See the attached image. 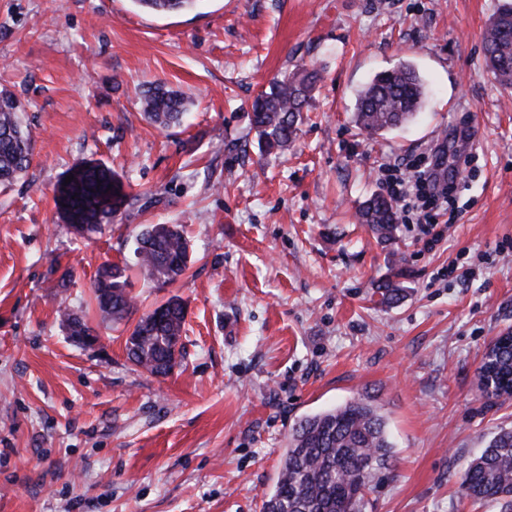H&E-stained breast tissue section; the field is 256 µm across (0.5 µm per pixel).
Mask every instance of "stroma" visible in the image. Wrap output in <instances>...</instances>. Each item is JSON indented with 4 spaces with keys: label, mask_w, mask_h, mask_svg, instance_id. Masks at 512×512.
I'll return each instance as SVG.
<instances>
[{
    "label": "stroma",
    "mask_w": 512,
    "mask_h": 512,
    "mask_svg": "<svg viewBox=\"0 0 512 512\" xmlns=\"http://www.w3.org/2000/svg\"><path fill=\"white\" fill-rule=\"evenodd\" d=\"M501 0H202L159 14L134 0H0V90L24 106L29 169L0 187V512H263L288 433L357 394L388 418L393 471L366 512H500L462 497L472 459L512 426L477 368L512 330V93L482 34ZM412 62L421 110L381 136L353 123L357 93ZM324 76L298 137L262 151L251 102L286 68ZM161 83L182 125L147 122ZM473 121L458 220L425 247L380 243L355 212L392 159L434 151L452 170ZM98 160L137 202L82 237L54 187ZM150 224L185 225L193 258L158 288L130 269L137 314L188 312L172 372L134 365L126 322L74 342L59 305L95 321L91 280L133 257ZM396 276L399 300L377 286Z\"/></svg>",
    "instance_id": "stroma-1"
}]
</instances>
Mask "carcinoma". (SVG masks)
<instances>
[{"label":"carcinoma","mask_w":512,"mask_h":512,"mask_svg":"<svg viewBox=\"0 0 512 512\" xmlns=\"http://www.w3.org/2000/svg\"><path fill=\"white\" fill-rule=\"evenodd\" d=\"M200 0H134L157 13L184 11ZM489 72L501 85L512 88V0H504L483 33ZM322 76L302 64L273 78L252 102L250 131L260 147L286 150L295 141L301 114L312 99ZM425 84L413 64L403 61L381 71L359 92L355 102L356 127L369 136L402 126L422 107ZM185 110L184 97L163 86L143 94V113L153 125L177 124ZM33 133L24 121L16 96L0 91V184L9 185L30 165ZM60 179L55 202L71 226L93 233L114 221L135 196L105 163L91 160L66 172ZM357 220L378 238L392 240L398 224L395 201L374 193L357 211ZM135 265L150 281L166 285L182 276L191 262L190 243L176 224H152L135 239ZM126 267L104 263L96 271L93 292L99 324L110 327L129 319L136 308ZM58 317L69 336L94 331L67 306ZM187 308L171 297L142 314L125 342L128 359L153 375H165L173 356H181ZM479 378L495 382L488 395L512 398V345L484 355ZM392 445L387 420L380 408L363 395L336 407L303 417L292 429L284 449L279 477L265 494L263 512H365L366 495L374 479L390 471ZM461 494L473 500L494 502L502 512H512V428L500 429L468 466Z\"/></svg>","instance_id":"carcinoma-1"}]
</instances>
